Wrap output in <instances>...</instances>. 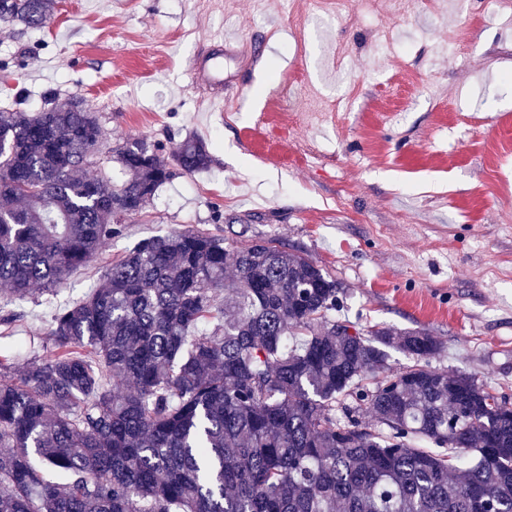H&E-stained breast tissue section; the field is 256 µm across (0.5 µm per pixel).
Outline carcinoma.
Masks as SVG:
<instances>
[{"label": "carcinoma", "mask_w": 512, "mask_h": 512, "mask_svg": "<svg viewBox=\"0 0 512 512\" xmlns=\"http://www.w3.org/2000/svg\"><path fill=\"white\" fill-rule=\"evenodd\" d=\"M58 0H0L45 28ZM76 101L0 110V284L48 296L178 174L144 140L112 150ZM224 301H218L219 292ZM336 280L274 238L144 239L58 311L49 352L0 359V512H512V403L429 366L421 328L336 331ZM413 364L394 374L388 349ZM342 417H336V411ZM426 442L428 447L420 446Z\"/></svg>", "instance_id": "carcinoma-1"}]
</instances>
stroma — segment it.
Instances as JSON below:
<instances>
[{"instance_id":"obj_1","label":"stroma","mask_w":512,"mask_h":512,"mask_svg":"<svg viewBox=\"0 0 512 512\" xmlns=\"http://www.w3.org/2000/svg\"><path fill=\"white\" fill-rule=\"evenodd\" d=\"M227 32L243 40L224 59L235 85L193 83L190 59ZM287 80L311 111L288 109ZM75 99L107 137L94 172L114 184L126 174L109 150L128 140L166 158L199 139L211 162L160 186L56 296L0 295L16 317L0 355L44 356L55 311L107 265L198 227L237 246L277 238L335 279L339 318L427 329L445 347L431 367L512 399V0H421L403 16L353 0L338 17L309 0H58L46 28L0 22V107Z\"/></svg>"}]
</instances>
